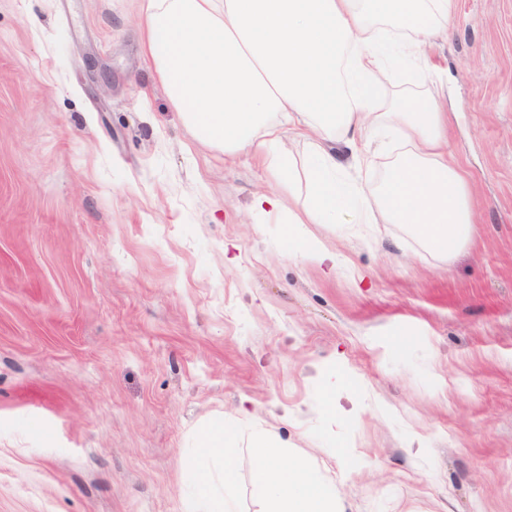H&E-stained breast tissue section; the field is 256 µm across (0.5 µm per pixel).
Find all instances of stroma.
Here are the masks:
<instances>
[{
	"instance_id": "1",
	"label": "stroma",
	"mask_w": 512,
	"mask_h": 512,
	"mask_svg": "<svg viewBox=\"0 0 512 512\" xmlns=\"http://www.w3.org/2000/svg\"><path fill=\"white\" fill-rule=\"evenodd\" d=\"M142 32L139 0H0V512H187L218 419L238 512L258 429L340 512H512V0H454L385 79L448 97L476 218L451 259L403 224L283 237L262 159L198 142Z\"/></svg>"
}]
</instances>
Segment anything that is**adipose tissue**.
<instances>
[{
    "mask_svg": "<svg viewBox=\"0 0 512 512\" xmlns=\"http://www.w3.org/2000/svg\"><path fill=\"white\" fill-rule=\"evenodd\" d=\"M454 0H141L144 48L172 106L206 144L238 156L259 149L272 189L258 210L298 202L284 235L302 224H407L434 252L454 256L473 231L468 185L448 152V110L433 96L387 93L396 54L427 59ZM399 136L406 153L383 182L374 152ZM303 141L304 160L285 138ZM354 152L346 172L323 140ZM306 179H299L298 165ZM229 431H202L184 466L190 512H235L237 464ZM259 512H338L336 493L304 458L285 461L277 439H252Z\"/></svg>",
    "mask_w": 512,
    "mask_h": 512,
    "instance_id": "adipose-tissue-1",
    "label": "adipose tissue"
}]
</instances>
